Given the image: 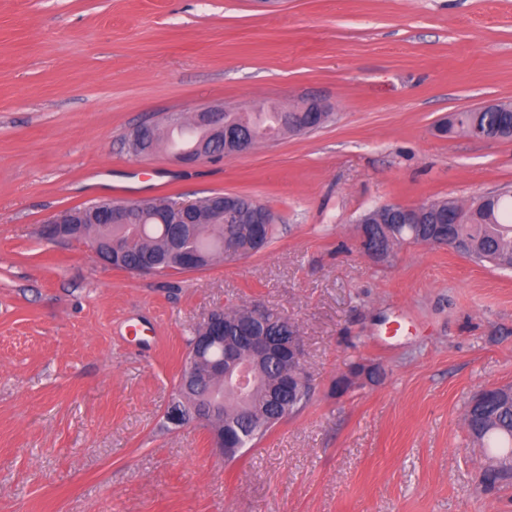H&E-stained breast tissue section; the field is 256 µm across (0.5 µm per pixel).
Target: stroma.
<instances>
[{
  "label": "stroma",
  "mask_w": 512,
  "mask_h": 512,
  "mask_svg": "<svg viewBox=\"0 0 512 512\" xmlns=\"http://www.w3.org/2000/svg\"><path fill=\"white\" fill-rule=\"evenodd\" d=\"M332 117L192 166L130 135L221 106ZM512 102V0H0V512H512L481 492L471 399L512 385V270L445 246L364 255L387 204L512 185V140L436 132ZM251 198L262 251L176 275L39 227L95 202ZM296 328L314 395L228 462L177 420L215 309ZM381 377L335 395L351 363Z\"/></svg>",
  "instance_id": "35a3bbf8"
}]
</instances>
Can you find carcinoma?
Returning <instances> with one entry per match:
<instances>
[{
  "mask_svg": "<svg viewBox=\"0 0 512 512\" xmlns=\"http://www.w3.org/2000/svg\"><path fill=\"white\" fill-rule=\"evenodd\" d=\"M226 121L253 133V142L278 137L285 132L281 126L280 113L271 109L267 112H226ZM154 140L142 151L149 152L161 143L170 150L180 147L189 149L198 137L193 132L190 138L176 147L172 144L173 131L153 126ZM469 224H452L450 231L453 243L449 248L471 259L487 261L500 269H512V193L504 191L495 194V200L476 210ZM367 218L374 224L387 225L384 240L390 248L402 245L422 244L430 232L427 224H402L396 214L384 207L370 211ZM248 215L244 212L232 218V222L216 224L207 212H201L198 223L188 225L193 246L203 258L202 268L224 261V240L233 239L241 249V255L252 254L253 245L247 234ZM179 224H109L104 215H98V223L84 225L83 233L76 237L78 242L100 243L114 236L128 242L121 259L114 262L119 269L133 268L152 261L168 268V272L183 273L185 269L168 261L170 242L180 231ZM250 308L242 306L224 312V346H212L201 353L208 360H219L224 351L235 352L242 360H250L248 350L243 346L238 329L247 324ZM261 387L254 390L247 404L243 405L231 390L224 389V379L211 382L189 381L179 376L175 393L193 404L203 405L208 399L218 403L219 409L213 419L216 428L229 432L251 447L263 439L276 425L288 416L302 411L311 401L313 389L307 387L294 393L282 387L287 363L267 354L258 363ZM493 423L472 406L466 410V426L469 435L484 448H507L512 445V404L503 402L492 407ZM480 483L484 491L499 490L512 484V465L488 468L481 473Z\"/></svg>",
  "mask_w": 512,
  "mask_h": 512,
  "instance_id": "1",
  "label": "carcinoma"
}]
</instances>
